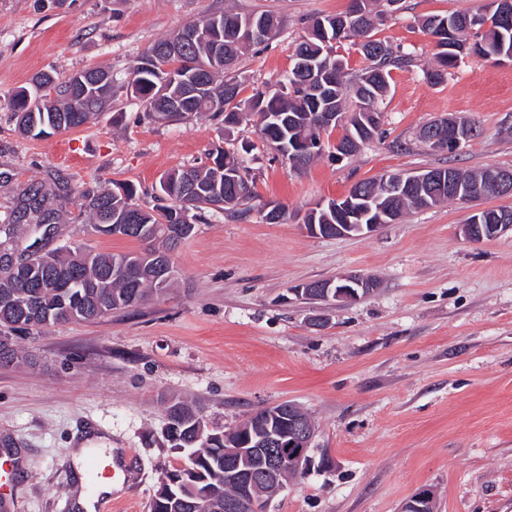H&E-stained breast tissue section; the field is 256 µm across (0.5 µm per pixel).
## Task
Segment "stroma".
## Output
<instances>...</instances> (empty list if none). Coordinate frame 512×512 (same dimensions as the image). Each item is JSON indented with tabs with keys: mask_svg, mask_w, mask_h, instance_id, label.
Listing matches in <instances>:
<instances>
[{
	"mask_svg": "<svg viewBox=\"0 0 512 512\" xmlns=\"http://www.w3.org/2000/svg\"><path fill=\"white\" fill-rule=\"evenodd\" d=\"M0 0V215L14 184L67 177L73 186L134 184L153 204L161 175L204 164L223 147L247 171L250 213L208 212L174 253L167 294L101 320L14 333L28 361L0 363V512H80L86 491L74 458L87 436L131 450L121 512H148L163 473L183 464L162 446L165 399L204 404L209 424L232 427L281 402L313 418L303 473L263 512H403L420 489L435 512H512V237L473 243L460 227L471 204L449 201L407 214L367 237L311 235L315 203L389 172L438 167L512 168V61L467 56L447 82L430 84L435 45L420 19L474 10L479 0H400L374 38L413 53L391 71L382 134L354 157L296 171L262 140L250 114L227 130L208 116L149 119L118 91L85 125L33 139L15 128L10 95L32 76L89 67L126 77L142 51L187 22L221 10L270 11L281 26L249 47L237 69L243 96L275 85L293 66L310 18L347 11L350 0ZM465 117L481 130L455 154L420 139L427 123ZM287 218L268 224L266 204ZM63 211L61 238L96 251L140 250L121 236H89ZM349 273L375 290L337 304L296 298L295 286Z\"/></svg>",
	"mask_w": 512,
	"mask_h": 512,
	"instance_id": "1",
	"label": "stroma"
}]
</instances>
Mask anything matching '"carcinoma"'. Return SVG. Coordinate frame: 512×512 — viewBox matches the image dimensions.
Wrapping results in <instances>:
<instances>
[{
	"label": "carcinoma",
	"mask_w": 512,
	"mask_h": 512,
	"mask_svg": "<svg viewBox=\"0 0 512 512\" xmlns=\"http://www.w3.org/2000/svg\"><path fill=\"white\" fill-rule=\"evenodd\" d=\"M370 3L362 0L361 14L348 29L339 13L312 18L296 47L294 66L278 88L257 89L245 100L239 99L242 81L234 76L226 79L224 73L235 68L248 46L242 41V28L250 23L262 26L258 44L277 30L280 21L272 13L219 11L188 22L185 27L194 29V36L184 40L179 32L156 40L123 80L101 68H88L66 78L53 70L42 72L11 95L10 108L18 131L39 137L84 125L112 100L114 90L126 88L147 116L166 122L208 114L235 127L243 113L255 112L262 121L263 140L279 143V157L292 169L297 168L293 157L310 149L317 158L326 153L334 158L330 142L322 138L327 129L318 126L319 113H340L348 133L360 145L371 142L381 128L380 103L388 92L391 68L413 62L411 53L372 38ZM422 27L437 49L436 67L427 71V79L434 85L444 83L448 69L456 67L464 55L512 58V9L504 15L500 6L491 9L484 4L470 13L431 14L422 19ZM349 38L364 40L360 49L368 61L353 84L347 80L344 58L329 57L333 44ZM435 172L451 176L459 194L448 192L446 184L435 183L413 195L391 199L380 178L359 181L354 188L369 198L374 211L387 204L404 212L461 200L468 193L476 199L495 187L493 169L439 167ZM73 191L69 181L60 177L15 188L11 212L0 221V234L4 235L0 241V293L12 298L9 306L0 307V325L33 330L94 321L138 306L171 288L173 264L164 269L152 267L148 248L133 253L92 252L76 243L52 247L40 236L15 252L11 246L15 226L61 224L58 205ZM136 195L131 184L116 191L86 187L79 191L77 220L92 234L113 236L114 225L131 218L160 247L172 251L192 236L196 224L206 220L205 209L216 204L218 210L240 216L248 211L246 205L254 191L240 163L217 148L208 164L162 175L153 206H141ZM12 256L25 260L24 272L17 273L4 262ZM21 358L10 338L0 336V362ZM166 404L168 422L162 441L187 451L192 461L165 472L150 512H226L224 504L234 499L237 488L224 477V449L238 448L248 440L256 447L279 419L264 408L229 430L210 429L200 405L178 398H170ZM292 475L294 471L287 470L267 476L259 487L256 507L247 512L262 509L264 501L280 491Z\"/></svg>",
	"instance_id": "1"
}]
</instances>
